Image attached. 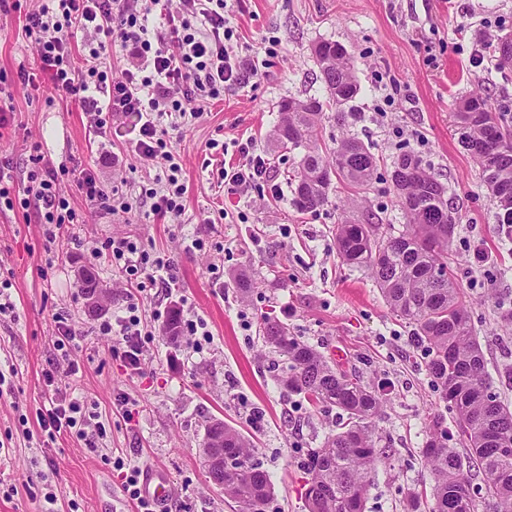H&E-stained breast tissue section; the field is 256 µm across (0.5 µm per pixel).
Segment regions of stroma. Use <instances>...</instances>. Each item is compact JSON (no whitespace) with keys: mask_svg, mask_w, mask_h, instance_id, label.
I'll return each instance as SVG.
<instances>
[{"mask_svg":"<svg viewBox=\"0 0 512 512\" xmlns=\"http://www.w3.org/2000/svg\"><path fill=\"white\" fill-rule=\"evenodd\" d=\"M0 12V78L12 95L14 120L0 128V161L15 180L28 172L32 144L53 168L96 170L104 182L127 178L149 184L157 169L132 153L135 117L113 122L106 137H88V117L57 99L47 84L23 89L19 67L33 68L35 54L23 32L34 0ZM236 53L259 65L257 83L225 91L202 116L189 120L176 140L187 191L180 223L145 214L129 219L87 213L46 246L34 218L0 211V278L10 279L13 315H0V372L11 392L0 397V512H136L117 477L116 458L166 472L168 512H236L201 465L199 446L211 420L220 419L250 436L274 487L268 512H305L302 450L320 447L333 413L314 409L277 381L285 360L269 352L258 335L263 317L287 322L329 363L358 372L381 390L385 402L375 435L390 448L366 496L364 512H405L407 493L430 486L422 463L431 416L454 430V415L435 391L424 352L412 328L394 315L370 272L343 263L336 251L338 224L379 225L398 235L404 218L389 178L405 151L419 155L447 189L459 216L450 270L471 300V322L486 370L504 403L512 406V242L498 231L496 205L480 168L452 132L459 102L481 91L489 103L512 113V71L500 72L493 55L476 63L481 45L512 33V0H241L228 15ZM277 40L275 56L267 41ZM342 44L351 58L359 92L345 122L326 109L321 146L353 136L378 160L377 177L364 188L333 178L329 203L316 213L291 204L287 178L300 152L276 149L270 133L288 98L325 100L312 46ZM252 141L270 163L278 195L254 190L228 195L223 163L237 164V143ZM224 144L227 156L210 149ZM125 165H112L110 154ZM137 241L162 258L176 284L173 294L144 296L123 273L90 251L110 237ZM205 244L191 249L192 240ZM491 257L475 267L474 248ZM111 287L113 307L137 303L152 335L142 375L122 367L115 337L92 330L80 286L84 265ZM224 272L215 281L212 269ZM202 321L207 337L170 343L161 325L171 311ZM82 332L71 350L77 372L44 374L54 356L56 315ZM75 392L99 415L104 431L86 437L41 433L38 408L55 392ZM136 402L132 418L115 409L118 397ZM55 493L47 503V493Z\"/></svg>","mask_w":512,"mask_h":512,"instance_id":"obj_1","label":"stroma"}]
</instances>
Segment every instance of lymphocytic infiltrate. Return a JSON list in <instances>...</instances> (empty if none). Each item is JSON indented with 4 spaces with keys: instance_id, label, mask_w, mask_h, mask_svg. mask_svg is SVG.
<instances>
[{
    "instance_id": "1",
    "label": "lymphocytic infiltrate",
    "mask_w": 512,
    "mask_h": 512,
    "mask_svg": "<svg viewBox=\"0 0 512 512\" xmlns=\"http://www.w3.org/2000/svg\"><path fill=\"white\" fill-rule=\"evenodd\" d=\"M228 11V0H40L39 8L25 15V31L39 71L33 74L22 67L17 77L24 86L44 77L59 98L87 112L89 127L97 134L106 133L115 118L137 115L141 125L134 153L160 166L152 187L141 190L140 204L154 216L174 222L184 211L186 187L171 134L186 118L187 105L203 111L225 90L247 86L259 75L255 64L233 51ZM81 34L89 36L93 45L79 67L73 45ZM115 48L129 53L127 68L115 71L108 65ZM166 117L171 124L165 128L161 121ZM238 152L241 162L221 172L228 193L263 188L270 179L266 157L248 142L239 144ZM29 161L31 168L20 187L0 163V206L34 212L45 241L51 244L62 225L82 223L83 216L63 190L61 172L51 168L42 154H30ZM72 181L89 211L131 214L127 181L106 186L90 169L80 170ZM95 255L119 265L140 293L172 287L162 275L163 263L150 259L130 238L107 239ZM94 330L120 337V359L131 373L142 374L144 342L150 332L138 304L127 303L119 315L104 319ZM93 417L80 398L59 396L40 408L37 421L49 437L63 433L80 437Z\"/></svg>"
}]
</instances>
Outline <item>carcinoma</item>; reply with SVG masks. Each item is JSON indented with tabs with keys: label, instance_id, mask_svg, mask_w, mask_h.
Segmentation results:
<instances>
[{
	"label": "carcinoma",
	"instance_id": "cac0c4a2",
	"mask_svg": "<svg viewBox=\"0 0 512 512\" xmlns=\"http://www.w3.org/2000/svg\"><path fill=\"white\" fill-rule=\"evenodd\" d=\"M328 105L345 120L346 105L358 85L344 47L321 41L312 50ZM282 118L273 132L274 144L290 152L301 150L292 178V203L301 213L316 212L329 202L331 180L323 167L358 187L376 177L370 148L346 137L331 153L319 152L323 104L315 99L290 98L280 104ZM500 132L493 146L484 141L485 125ZM458 140L482 171L495 200L501 232L512 235V118H507L479 94L463 99L454 112ZM409 168L406 180L395 183L399 207L407 224L397 236L376 233L370 224H339L336 247L350 266L369 270L391 311L413 326V337L426 355V371L443 393L456 417L459 452L448 437L438 435L440 417L429 424L422 457L433 477L430 495H412L408 512H479L491 500L492 512H512V449L498 447L500 436L512 437V409L504 405L485 371V357L471 323L470 306L447 274L437 279L436 265L448 266V249L457 223H439L443 209L455 213L443 185L413 152L398 155L393 168ZM259 334L266 345L288 360L278 381L290 393L313 406L336 410L339 423L319 448L300 456L306 474V512H363L368 489L386 449L374 438V422L383 407L379 392L359 375L332 367L309 343L290 332L288 324L263 318ZM224 431V451L237 457L238 469L216 478L215 486L240 507V512H266L273 489L257 460L249 437L220 419L207 432ZM477 468L485 486L472 484Z\"/></svg>",
	"mask_w": 512,
	"mask_h": 512
}]
</instances>
